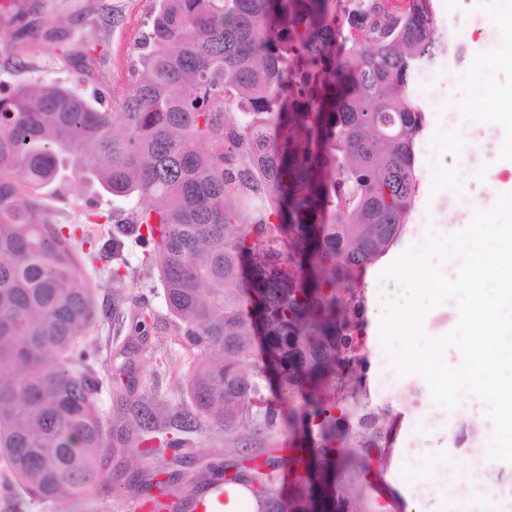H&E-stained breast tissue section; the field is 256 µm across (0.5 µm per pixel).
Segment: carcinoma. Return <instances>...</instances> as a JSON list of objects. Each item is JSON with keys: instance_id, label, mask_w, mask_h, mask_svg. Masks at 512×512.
Masks as SVG:
<instances>
[{"instance_id": "cac0c4a2", "label": "carcinoma", "mask_w": 512, "mask_h": 512, "mask_svg": "<svg viewBox=\"0 0 512 512\" xmlns=\"http://www.w3.org/2000/svg\"><path fill=\"white\" fill-rule=\"evenodd\" d=\"M338 2L156 0L118 112L103 91L0 86L1 498L89 496L106 458L135 448L161 466L133 495L167 512L216 475L258 512H369L357 477L394 423L368 411L353 428L336 400L360 361L355 280L397 243L417 195L416 86L438 46L430 0L372 26V0ZM72 178L142 206L106 217L102 245L78 237L25 191ZM131 245L167 315L142 301L117 371L132 391L137 336L163 322L185 343L191 409L142 401L113 440L83 267L102 264L118 314ZM200 430L224 432V456L186 472Z\"/></svg>"}]
</instances>
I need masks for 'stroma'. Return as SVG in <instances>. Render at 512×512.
I'll return each instance as SVG.
<instances>
[{
  "instance_id": "stroma-1",
  "label": "stroma",
  "mask_w": 512,
  "mask_h": 512,
  "mask_svg": "<svg viewBox=\"0 0 512 512\" xmlns=\"http://www.w3.org/2000/svg\"><path fill=\"white\" fill-rule=\"evenodd\" d=\"M37 17L42 29L62 33L57 50H45L34 46L30 38L21 36L22 18L0 21V83L21 81H59L71 83L75 75H82L77 84L79 92L92 96L98 90H107L106 105L119 110L121 100L130 88L132 69L138 52V44L147 30V22L155 6L154 0H37ZM436 25L433 37L439 50L429 64L434 87L439 88L445 105L468 103L465 116L471 132H478L484 122L498 125L502 139L512 138V120L506 118L505 108L499 98H473L475 86L487 76H494L502 91L512 90V60L506 53H497L483 67H475L476 57L483 55L480 43H470L462 60H455L449 43L452 29L464 26L467 17L460 11L459 0H433ZM420 101L426 114L425 138L434 140L435 150L444 162L439 168L420 160V183L415 205L405 224L398 244L386 257L368 268L357 284V294L362 307H370L377 294L394 291V284L381 282L380 273L407 250L415 224L428 217L433 206L434 193H447L449 187L466 189L474 201H481L489 188L494 186V175L508 164L505 156L490 159L489 168L475 174L465 167L460 157L463 144L442 132L427 93H420ZM41 197L46 214L52 223L87 224L90 234L106 239L107 224H88L89 213L108 214L114 210H131L132 201L116 198L103 192L96 184L71 181L57 191H42ZM86 282L92 289L101 315L91 335L103 357H110L124 341V334L116 333L110 318L112 311V285L105 276L87 272ZM361 354L365 359L363 385L345 401L344 412L355 417L361 411H375L396 420L397 434L392 452L383 465L384 479H391L398 489L392 492V504L388 512H407L405 493L413 492L416 484L429 480L430 470L444 467L451 472H463L474 461L481 459V441L484 430H472L473 418L482 414V400L466 396L452 410L433 402L429 387L417 375L401 377L397 388L383 391L378 378L388 356L380 342L379 331L364 328L361 336ZM182 347L178 337L166 328L153 331L148 340L140 344L136 354L134 398L158 397L172 407L186 409L190 401L179 385L172 365L180 364ZM425 418L429 428L420 442L412 440V426L416 418ZM416 444L420 465L406 462L409 444ZM154 459L136 456L133 462H120L110 458L106 470L112 483L96 498L76 504L74 512H129L133 500L129 497L125 482L137 471L155 467ZM384 479L368 476L361 486L365 497L377 496Z\"/></svg>"
}]
</instances>
